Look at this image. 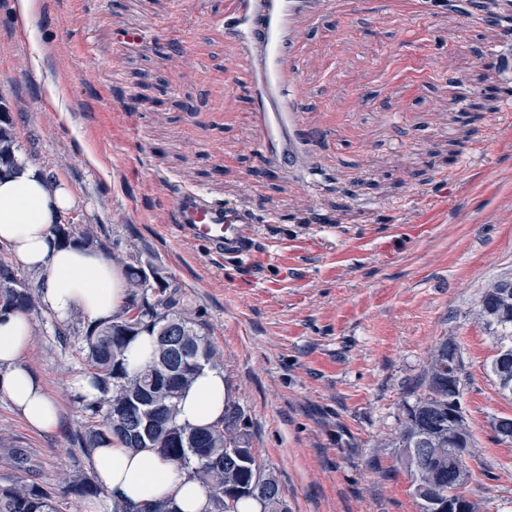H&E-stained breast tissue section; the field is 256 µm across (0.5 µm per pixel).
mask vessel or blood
Returning <instances> with one entry per match:
<instances>
[{
	"label": "vessel or blood",
	"mask_w": 512,
	"mask_h": 512,
	"mask_svg": "<svg viewBox=\"0 0 512 512\" xmlns=\"http://www.w3.org/2000/svg\"><path fill=\"white\" fill-rule=\"evenodd\" d=\"M320 0H228L224 30L242 47L235 72L255 92L252 109L259 153L281 167L297 163L293 47L291 20L303 3ZM173 224L179 238L205 243L210 251L249 264L255 249L251 224L256 213L230 202H219L204 192L185 189L172 202Z\"/></svg>",
	"instance_id": "1"
}]
</instances>
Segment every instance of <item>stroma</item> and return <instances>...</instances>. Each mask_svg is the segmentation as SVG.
Here are the masks:
<instances>
[{
    "label": "stroma",
    "mask_w": 512,
    "mask_h": 512,
    "mask_svg": "<svg viewBox=\"0 0 512 512\" xmlns=\"http://www.w3.org/2000/svg\"><path fill=\"white\" fill-rule=\"evenodd\" d=\"M226 5L41 0L23 27L0 0V111L18 160L69 186L93 247L179 285L290 512H419L397 437L445 339L466 379L467 494L512 512V444L490 426L512 399L476 315L483 289L512 277V103L495 53L512 0H326L295 16L310 137L294 170L254 149ZM187 188L261 216L250 264L178 238L170 209ZM87 324L34 318L24 360L63 427L34 431L0 397V486L92 476L71 445L91 424L73 393Z\"/></svg>",
    "instance_id": "1"
}]
</instances>
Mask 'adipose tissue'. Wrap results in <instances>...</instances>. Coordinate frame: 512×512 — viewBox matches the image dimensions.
<instances>
[{"instance_id":"1","label":"adipose tissue","mask_w":512,"mask_h":512,"mask_svg":"<svg viewBox=\"0 0 512 512\" xmlns=\"http://www.w3.org/2000/svg\"><path fill=\"white\" fill-rule=\"evenodd\" d=\"M74 202L65 183H49L35 166L0 174V247L13 263L36 274L42 303L57 319L77 312L92 321L117 317L126 305L123 266L95 248L59 244L52 233ZM32 334L29 312L0 314V396L32 429L55 432L61 408L23 361ZM228 398L223 371L205 368L179 401L178 420L189 426L215 422ZM92 461L97 483L112 496L113 512L158 500L171 502L178 512H210L203 484L156 449L135 452L109 438L93 449Z\"/></svg>"}]
</instances>
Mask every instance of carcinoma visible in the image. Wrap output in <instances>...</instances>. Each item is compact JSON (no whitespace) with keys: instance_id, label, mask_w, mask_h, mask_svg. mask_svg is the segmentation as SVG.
<instances>
[{"instance_id":"carcinoma-1","label":"carcinoma","mask_w":512,"mask_h":512,"mask_svg":"<svg viewBox=\"0 0 512 512\" xmlns=\"http://www.w3.org/2000/svg\"><path fill=\"white\" fill-rule=\"evenodd\" d=\"M0 161L18 166L12 123L0 119ZM63 243L88 242L93 231L88 225L73 233L53 225ZM143 269L129 267L131 297L120 317L88 324L82 350L90 370L95 398L84 404L94 427L76 438L79 448L92 451L100 441L116 437L133 450L155 448L177 468L184 469L206 487L211 512H239L238 505L257 501L262 512H288L277 476L259 466L250 448L245 415L229 404L222 419L203 427H188L177 420L176 405L183 389L204 367L219 365L220 355L183 309V300L173 284L155 276L142 277ZM39 296L28 279H18L0 263V312L24 309L36 312ZM479 318L496 341L497 353L490 363L493 381L500 393L512 398V278L493 281L481 294ZM176 329L178 346L161 339ZM154 337L149 361L128 370L126 352L142 333ZM449 341L434 349L420 382L424 392L406 408L398 436L399 448L420 449L417 464L400 463L411 481L430 501L448 502L459 489L457 476L468 472L465 459L472 454L468 426L450 417L455 394L448 390ZM148 420L147 433L117 425L119 419ZM99 487L76 476L62 491L74 497L94 496ZM58 495L52 489L25 482L0 487V512H58Z\"/></svg>"}]
</instances>
